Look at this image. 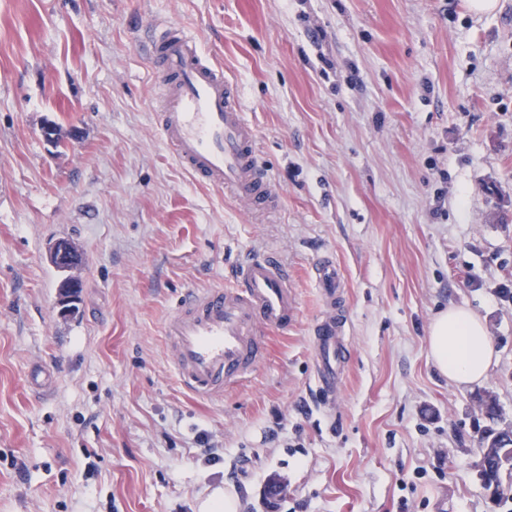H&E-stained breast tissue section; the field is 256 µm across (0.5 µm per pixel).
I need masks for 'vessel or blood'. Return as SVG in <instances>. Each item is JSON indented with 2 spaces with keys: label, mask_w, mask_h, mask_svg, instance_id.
I'll list each match as a JSON object with an SVG mask.
<instances>
[{
  "label": "vessel or blood",
  "mask_w": 512,
  "mask_h": 512,
  "mask_svg": "<svg viewBox=\"0 0 512 512\" xmlns=\"http://www.w3.org/2000/svg\"><path fill=\"white\" fill-rule=\"evenodd\" d=\"M152 50L162 59L159 131L178 162L253 215L275 211L280 195L271 186L256 131L234 84L189 32L168 27ZM313 272L323 307L313 327L317 375L332 397L347 346L345 321L336 314L341 280L329 257L321 258ZM297 317L292 274L275 251H265L239 267L233 285L182 296L165 327L171 363L187 392L220 397L248 382L265 357L269 333L287 330Z\"/></svg>",
  "instance_id": "1"
}]
</instances>
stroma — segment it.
Returning a JSON list of instances; mask_svg holds the SVG:
<instances>
[{"label":"stroma","instance_id":"1","mask_svg":"<svg viewBox=\"0 0 512 512\" xmlns=\"http://www.w3.org/2000/svg\"><path fill=\"white\" fill-rule=\"evenodd\" d=\"M167 23L237 85L273 216L197 182L162 141L148 44ZM59 239L82 258L66 316ZM267 249L294 273L299 318L244 386L195 397L164 324ZM325 255L349 349L332 400L312 334ZM506 284L512 0H0V512H199L217 489L240 512H496L474 463L485 400L512 423ZM451 304L498 350L461 388L427 341Z\"/></svg>","mask_w":512,"mask_h":512}]
</instances>
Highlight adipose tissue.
I'll list each match as a JSON object with an SVG mask.
<instances>
[{"instance_id":"obj_1","label":"adipose tissue","mask_w":512,"mask_h":512,"mask_svg":"<svg viewBox=\"0 0 512 512\" xmlns=\"http://www.w3.org/2000/svg\"><path fill=\"white\" fill-rule=\"evenodd\" d=\"M429 348L438 371L457 385L481 381L495 356L484 320L469 308L451 306L434 318Z\"/></svg>"}]
</instances>
